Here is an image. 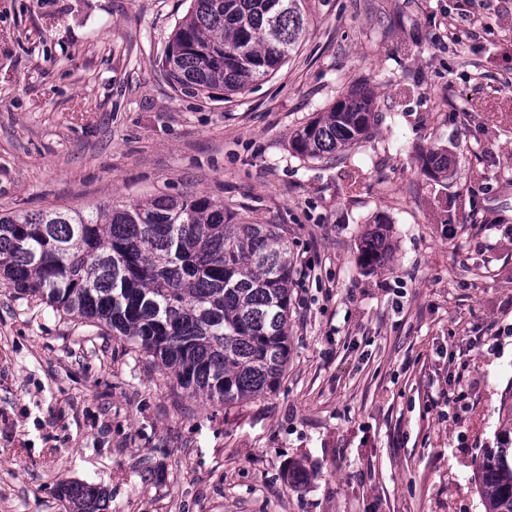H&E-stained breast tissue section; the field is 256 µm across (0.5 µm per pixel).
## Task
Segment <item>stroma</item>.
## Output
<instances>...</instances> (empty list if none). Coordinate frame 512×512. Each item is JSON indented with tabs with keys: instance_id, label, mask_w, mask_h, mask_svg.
<instances>
[{
	"instance_id": "obj_1",
	"label": "stroma",
	"mask_w": 512,
	"mask_h": 512,
	"mask_svg": "<svg viewBox=\"0 0 512 512\" xmlns=\"http://www.w3.org/2000/svg\"><path fill=\"white\" fill-rule=\"evenodd\" d=\"M190 4L0 0V212L197 192L283 225L286 371L205 403L0 287V512H69L67 482L109 512H482L512 389V0H303L291 58L229 97L162 71ZM360 87L371 135L299 158L295 132ZM381 218L392 257L362 266ZM59 496L72 505V512L107 511L105 494L94 485L77 482L63 484L59 488Z\"/></svg>"
}]
</instances>
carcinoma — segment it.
<instances>
[{
	"mask_svg": "<svg viewBox=\"0 0 512 512\" xmlns=\"http://www.w3.org/2000/svg\"><path fill=\"white\" fill-rule=\"evenodd\" d=\"M163 69L177 89L238 94L276 74L305 30L302 0H193ZM374 98L351 91L291 140L300 157H335L371 134ZM448 157L422 156L435 179ZM379 231L362 262L382 266ZM293 258L281 224H245L211 197L160 195L85 212L0 214V285L117 336L177 385L221 404L274 391L288 364ZM499 430L512 436V399ZM484 512H512V461L486 456L473 474ZM72 512H105L101 488L68 483Z\"/></svg>",
	"mask_w": 512,
	"mask_h": 512,
	"instance_id": "1",
	"label": "carcinoma"
}]
</instances>
